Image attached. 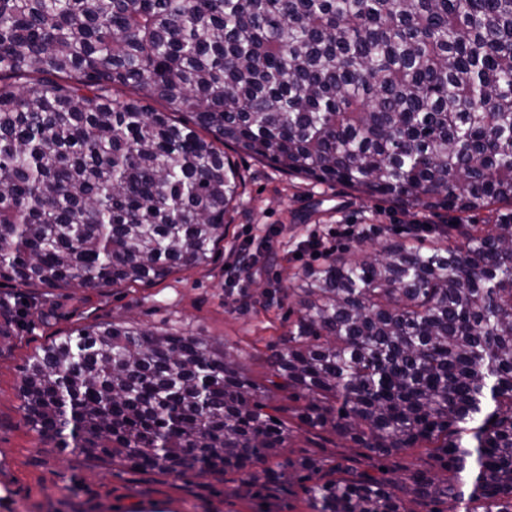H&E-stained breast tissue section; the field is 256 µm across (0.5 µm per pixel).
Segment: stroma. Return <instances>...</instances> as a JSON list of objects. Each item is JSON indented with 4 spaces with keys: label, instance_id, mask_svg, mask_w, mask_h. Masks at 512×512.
Wrapping results in <instances>:
<instances>
[{
    "label": "stroma",
    "instance_id": "stroma-1",
    "mask_svg": "<svg viewBox=\"0 0 512 512\" xmlns=\"http://www.w3.org/2000/svg\"><path fill=\"white\" fill-rule=\"evenodd\" d=\"M234 161L245 178L241 197L226 216L228 226L212 261L178 271L153 285L117 286L98 291L73 288L63 316L43 322L32 299L34 289L11 307L18 332L0 343V496L10 507L0 512H309L299 486L256 496L232 479L184 482L122 466L80 462L42 442L24 424L19 385L29 357L57 336L91 323L126 318L142 327L169 326L209 336L239 349L254 379H263L270 345L288 332V311L266 304L265 292L286 285L317 265L312 253H298L312 232L336 224H368L370 251L411 238L434 241V234H410L413 224H451L454 212L398 204L361 195L338 184H322L284 174L246 155ZM256 257L253 268L238 265L240 250ZM295 448L372 474L392 484L405 481L410 467L427 462L423 450L409 449L384 460L364 449L338 447L312 434Z\"/></svg>",
    "mask_w": 512,
    "mask_h": 512
}]
</instances>
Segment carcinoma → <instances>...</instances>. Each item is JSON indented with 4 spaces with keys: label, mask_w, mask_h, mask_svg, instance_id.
<instances>
[{
    "label": "carcinoma",
    "mask_w": 512,
    "mask_h": 512,
    "mask_svg": "<svg viewBox=\"0 0 512 512\" xmlns=\"http://www.w3.org/2000/svg\"><path fill=\"white\" fill-rule=\"evenodd\" d=\"M226 147L489 221L274 288L298 317L260 382L206 336L74 329L28 359L26 424L87 461L297 483L310 512L411 510L382 477L288 455L301 431L423 448L425 512H512V0H0V278L103 291L210 261L243 186Z\"/></svg>",
    "instance_id": "1"
}]
</instances>
